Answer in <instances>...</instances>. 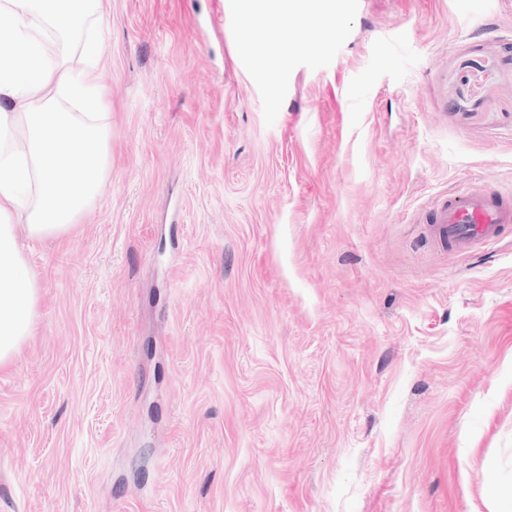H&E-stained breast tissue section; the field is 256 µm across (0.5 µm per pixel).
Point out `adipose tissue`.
I'll return each instance as SVG.
<instances>
[{"instance_id": "ef3b65f1", "label": "adipose tissue", "mask_w": 512, "mask_h": 512, "mask_svg": "<svg viewBox=\"0 0 512 512\" xmlns=\"http://www.w3.org/2000/svg\"><path fill=\"white\" fill-rule=\"evenodd\" d=\"M97 0H0V366L37 329L28 253L68 235L111 169ZM280 54L313 24L295 0H267ZM25 239H18L17 226Z\"/></svg>"}]
</instances>
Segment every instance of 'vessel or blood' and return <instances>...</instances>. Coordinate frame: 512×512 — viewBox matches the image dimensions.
Wrapping results in <instances>:
<instances>
[{
    "label": "vessel or blood",
    "instance_id": "1",
    "mask_svg": "<svg viewBox=\"0 0 512 512\" xmlns=\"http://www.w3.org/2000/svg\"><path fill=\"white\" fill-rule=\"evenodd\" d=\"M421 221L449 252L462 255L498 242L502 225L512 224V202L484 185L452 191L434 200Z\"/></svg>",
    "mask_w": 512,
    "mask_h": 512
}]
</instances>
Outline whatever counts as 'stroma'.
<instances>
[{
  "label": "stroma",
  "mask_w": 512,
  "mask_h": 512,
  "mask_svg": "<svg viewBox=\"0 0 512 512\" xmlns=\"http://www.w3.org/2000/svg\"><path fill=\"white\" fill-rule=\"evenodd\" d=\"M102 0L112 171L34 245L0 512H489L512 490V0ZM243 2V8L247 12L253 11V3L263 2L265 3V10L263 17L269 21H280L282 26L278 25L277 37L273 40L277 45L279 53L283 56L288 55V50L292 45V35L290 30L293 28L307 27L314 23L315 16L308 11L302 13L295 8L299 5L304 9L309 7L310 1H294V0H270V1H251L246 0ZM288 17L292 20V27H289L285 23V19ZM448 244V254H465L498 242L502 225L512 224V202L487 186L448 192L434 200L418 220Z\"/></svg>",
  "instance_id": "1"
}]
</instances>
